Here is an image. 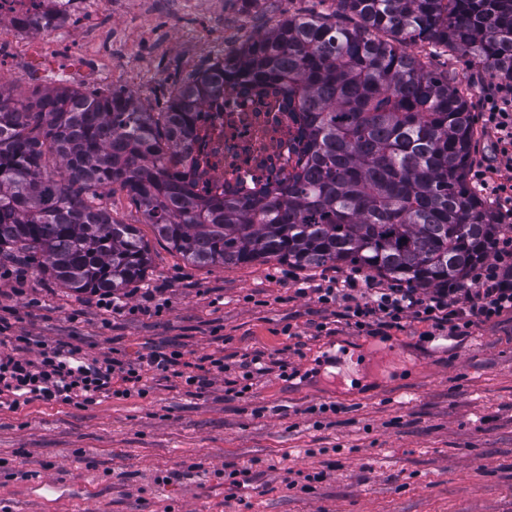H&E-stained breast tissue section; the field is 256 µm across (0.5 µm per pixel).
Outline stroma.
<instances>
[{
    "mask_svg": "<svg viewBox=\"0 0 512 512\" xmlns=\"http://www.w3.org/2000/svg\"><path fill=\"white\" fill-rule=\"evenodd\" d=\"M50 54L22 60L0 53L17 93L67 86L136 94L166 111L174 82L206 67L212 28L258 34L288 16L335 11L334 0H92ZM465 95L476 118L468 184L491 210L503 201L474 173L493 159L483 104L503 77L452 51L431 58ZM115 219L139 227L152 263L126 295L128 313L106 311L41 274L33 257L0 277V317L10 335L43 346L73 343L99 358L137 364L179 349L190 367L207 356L228 369L196 394L181 379L145 370L141 393L84 408L35 404L0 408V512H512V314L451 336L412 319L375 338L358 333L341 306L320 304L316 288L358 274L354 267L300 270L271 260L200 267L156 239L126 191H106ZM260 356L269 370L246 393L229 392L240 362ZM338 413H321L324 404ZM246 470L232 485L227 468ZM177 479H170V472ZM320 474L311 490L288 486L290 472ZM48 478L62 501H36L27 486Z\"/></svg>",
    "mask_w": 512,
    "mask_h": 512,
    "instance_id": "stroma-1",
    "label": "stroma"
}]
</instances>
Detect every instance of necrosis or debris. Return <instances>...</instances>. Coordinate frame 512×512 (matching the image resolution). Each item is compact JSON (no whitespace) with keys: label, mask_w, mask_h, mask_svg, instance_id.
Masks as SVG:
<instances>
[{"label":"necrosis or debris","mask_w":512,"mask_h":512,"mask_svg":"<svg viewBox=\"0 0 512 512\" xmlns=\"http://www.w3.org/2000/svg\"><path fill=\"white\" fill-rule=\"evenodd\" d=\"M76 0H0V46L23 55L52 50ZM304 116L281 85L225 83L195 114V138L182 168L203 198L256 200L287 184L307 159Z\"/></svg>","instance_id":"obj_1"}]
</instances>
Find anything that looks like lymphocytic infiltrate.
<instances>
[{"instance_id": "obj_1", "label": "lymphocytic infiltrate", "mask_w": 512, "mask_h": 512, "mask_svg": "<svg viewBox=\"0 0 512 512\" xmlns=\"http://www.w3.org/2000/svg\"><path fill=\"white\" fill-rule=\"evenodd\" d=\"M486 122L496 136V163L478 174L481 182L491 174L512 172V99L492 103ZM317 295L324 304L343 302L344 318L371 336L400 327L410 316L465 336L473 327L512 312V245L503 244L497 263L481 267L470 288H438L426 295L414 288L362 290L349 277L318 289ZM182 357L178 350L159 352L135 365L113 356L91 359L74 346L47 347L35 359L8 348L0 351V395L8 396L14 409L34 402L81 406L101 396H130L148 368L204 392L211 384L208 374L185 371Z\"/></svg>"}]
</instances>
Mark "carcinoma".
Returning a JSON list of instances; mask_svg holds the SVG:
<instances>
[{"mask_svg": "<svg viewBox=\"0 0 512 512\" xmlns=\"http://www.w3.org/2000/svg\"><path fill=\"white\" fill-rule=\"evenodd\" d=\"M338 4L359 22L287 17L175 85L165 112L117 91L18 98L0 80V255L37 256L76 293L142 281L148 243L102 202L117 184L193 265L275 259L308 271L357 266L414 288L464 283L512 224L467 185L466 98L414 47H451L512 79V0ZM242 75L299 97L310 161L263 199H202L177 164L215 82Z\"/></svg>", "mask_w": 512, "mask_h": 512, "instance_id": "cac0c4a2", "label": "carcinoma"}]
</instances>
